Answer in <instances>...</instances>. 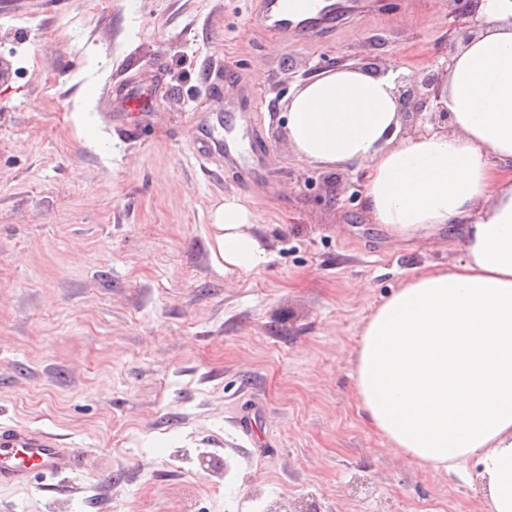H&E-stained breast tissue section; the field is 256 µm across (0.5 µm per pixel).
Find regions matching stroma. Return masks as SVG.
Here are the masks:
<instances>
[{
	"label": "stroma",
	"instance_id": "35a3bbf8",
	"mask_svg": "<svg viewBox=\"0 0 512 512\" xmlns=\"http://www.w3.org/2000/svg\"><path fill=\"white\" fill-rule=\"evenodd\" d=\"M467 9L374 0L289 41L257 25L261 0H0V425L86 458L0 486V512H488L479 483L392 448L354 391L373 308L459 239L394 240L365 168L301 161L285 134L298 85L420 70ZM153 66L152 111L115 113ZM214 128L244 168L200 162ZM228 197L258 210L267 252L239 274L211 257Z\"/></svg>",
	"mask_w": 512,
	"mask_h": 512
}]
</instances>
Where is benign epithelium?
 Listing matches in <instances>:
<instances>
[{"mask_svg":"<svg viewBox=\"0 0 512 512\" xmlns=\"http://www.w3.org/2000/svg\"><path fill=\"white\" fill-rule=\"evenodd\" d=\"M449 64L450 60L447 59L403 77L405 85L399 96L400 112L403 122L418 135L446 129L448 122L452 121L440 93Z\"/></svg>","mask_w":512,"mask_h":512,"instance_id":"obj_1","label":"benign epithelium"}]
</instances>
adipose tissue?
<instances>
[{"label":"adipose tissue","mask_w":512,"mask_h":512,"mask_svg":"<svg viewBox=\"0 0 512 512\" xmlns=\"http://www.w3.org/2000/svg\"><path fill=\"white\" fill-rule=\"evenodd\" d=\"M407 72L396 61L321 72L290 96L286 137L300 160L365 166L369 219L394 239L461 223L462 257L413 273L369 316L355 395L393 448L438 471L474 462L489 512H512V0H485L453 56L451 133L402 135ZM259 221L235 197L216 209L218 268L265 262Z\"/></svg>","instance_id":"adipose-tissue-1"}]
</instances>
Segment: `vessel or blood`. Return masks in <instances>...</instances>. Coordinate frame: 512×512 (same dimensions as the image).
<instances>
[{"label": "vessel or blood", "mask_w": 512, "mask_h": 512, "mask_svg": "<svg viewBox=\"0 0 512 512\" xmlns=\"http://www.w3.org/2000/svg\"><path fill=\"white\" fill-rule=\"evenodd\" d=\"M353 7L351 0H314L309 12L289 8L287 0H275L261 17L269 31L291 35L300 30L325 32L333 28L340 17ZM156 77L148 70L144 80L133 90L117 99L120 112H139L149 103V87ZM84 456L73 448L62 447L58 438L47 433L0 426V485H27L32 474L55 477L84 469Z\"/></svg>", "instance_id": "b4317fda"}]
</instances>
